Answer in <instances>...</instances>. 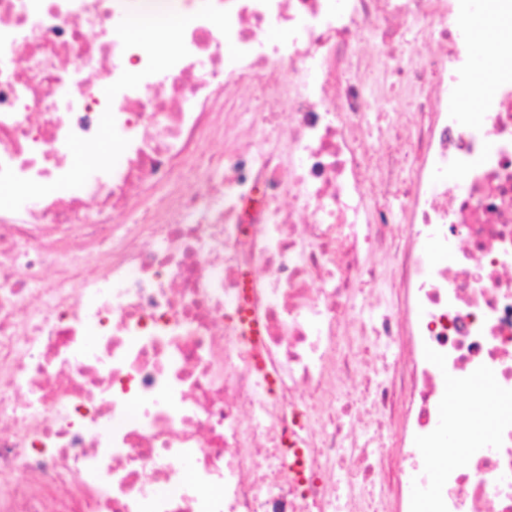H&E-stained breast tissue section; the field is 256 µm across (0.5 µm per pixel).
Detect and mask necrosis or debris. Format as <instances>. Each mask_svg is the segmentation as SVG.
I'll list each match as a JSON object with an SVG mask.
<instances>
[{
	"mask_svg": "<svg viewBox=\"0 0 512 512\" xmlns=\"http://www.w3.org/2000/svg\"><path fill=\"white\" fill-rule=\"evenodd\" d=\"M476 15L512 31V0H0V188L37 199L0 206V512H512V58L448 108Z\"/></svg>",
	"mask_w": 512,
	"mask_h": 512,
	"instance_id": "obj_1",
	"label": "necrosis or debris"
}]
</instances>
